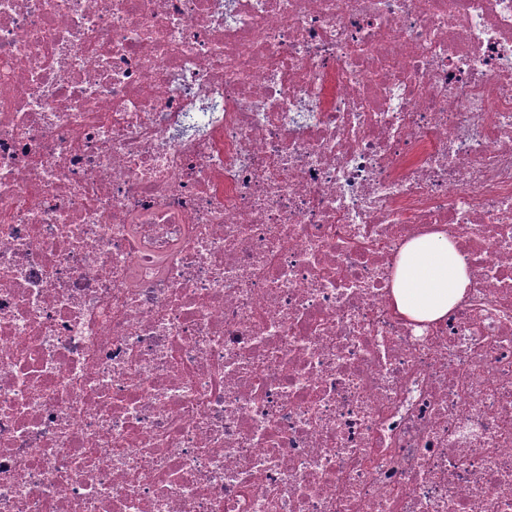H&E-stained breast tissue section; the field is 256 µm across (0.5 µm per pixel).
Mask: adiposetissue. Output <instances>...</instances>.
Instances as JSON below:
<instances>
[{
  "label": "adipose tissue",
  "instance_id": "obj_1",
  "mask_svg": "<svg viewBox=\"0 0 512 512\" xmlns=\"http://www.w3.org/2000/svg\"><path fill=\"white\" fill-rule=\"evenodd\" d=\"M470 279L454 243L435 233L404 245L392 275V295L401 313L432 322L446 317L464 298Z\"/></svg>",
  "mask_w": 512,
  "mask_h": 512
}]
</instances>
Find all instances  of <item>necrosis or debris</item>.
Wrapping results in <instances>:
<instances>
[{"mask_svg": "<svg viewBox=\"0 0 512 512\" xmlns=\"http://www.w3.org/2000/svg\"><path fill=\"white\" fill-rule=\"evenodd\" d=\"M0 512H512V0H0ZM471 271L453 242L435 233L404 245L392 275L398 310L416 321L432 322L464 298Z\"/></svg>", "mask_w": 512, "mask_h": 512, "instance_id": "4bbe7bcc", "label": "necrosis or debris"}]
</instances>
